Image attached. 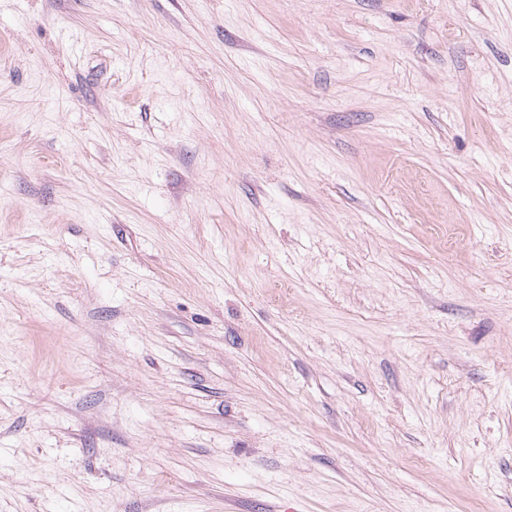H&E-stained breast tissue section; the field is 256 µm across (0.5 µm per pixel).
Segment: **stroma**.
<instances>
[{"label":"stroma","mask_w":512,"mask_h":512,"mask_svg":"<svg viewBox=\"0 0 512 512\" xmlns=\"http://www.w3.org/2000/svg\"><path fill=\"white\" fill-rule=\"evenodd\" d=\"M0 512H512V0H0Z\"/></svg>","instance_id":"35a3bbf8"}]
</instances>
